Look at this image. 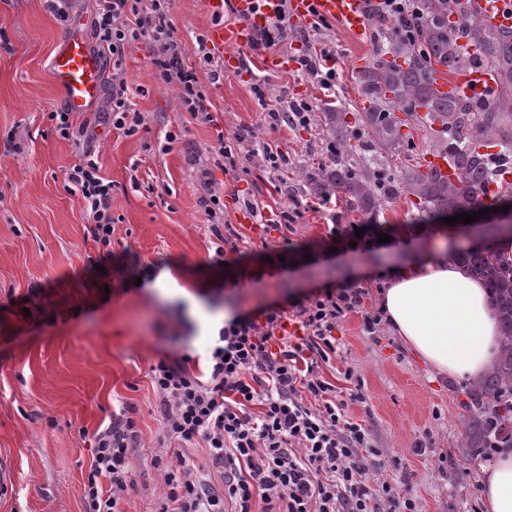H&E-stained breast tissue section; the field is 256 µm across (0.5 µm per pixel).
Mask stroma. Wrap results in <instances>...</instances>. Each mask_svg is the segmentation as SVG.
<instances>
[{"mask_svg": "<svg viewBox=\"0 0 512 512\" xmlns=\"http://www.w3.org/2000/svg\"><path fill=\"white\" fill-rule=\"evenodd\" d=\"M94 7L95 0H72L60 18L45 0H0V462L13 472L0 484V512H85L93 437L123 413L134 422L136 440L135 481L121 510L153 512L167 466L181 455L205 465L207 450L201 441L164 439L150 365L188 352L192 369L208 375L225 313L287 311L328 288L365 293L362 311L345 317L339 335L365 395L348 402L347 412L382 451L379 477L414 494L422 512H488L477 480L484 458L465 460L457 452L463 381L433 374L388 324L373 335L363 326L398 256L391 245L352 242L354 225L371 222L380 234L403 224L423 235L435 215L406 194L364 210L338 189L326 208L304 211L283 236L264 235L247 216L255 198L276 210L314 200L307 176L330 162L329 113H345L351 122L368 108L354 60L361 53L377 59V34L362 43L337 22L321 27L318 38L336 59L332 95L297 62L306 50L304 23L292 22L276 47L249 46L243 55L267 87L261 102L253 81L234 73L212 80L196 55L197 36L213 22L203 0H172L174 36L212 103L210 116H191L174 88L157 83L149 44L139 40L125 47L123 70L143 123L131 136L99 123L112 93V62L102 58L100 95L73 123L95 125L94 158L112 182L115 226L105 252L92 238L81 196L64 189L82 146L61 138L49 119L64 104L48 60L68 33L92 40ZM271 58L284 67L266 69ZM291 100L312 105L309 125L271 130L265 108ZM245 126L279 142L287 161L277 171L253 168L234 182L215 166L211 149L218 134L230 137ZM169 132L176 136L170 144ZM206 182L248 239L221 262L201 203ZM270 245L289 247L288 272L264 274ZM164 269L188 297L154 288Z\"/></svg>", "mask_w": 512, "mask_h": 512, "instance_id": "35a3bbf8", "label": "stroma"}]
</instances>
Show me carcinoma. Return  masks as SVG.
Here are the masks:
<instances>
[{
	"label": "carcinoma",
	"mask_w": 512,
	"mask_h": 512,
	"mask_svg": "<svg viewBox=\"0 0 512 512\" xmlns=\"http://www.w3.org/2000/svg\"><path fill=\"white\" fill-rule=\"evenodd\" d=\"M422 14L390 21L391 33L382 44V57L360 75L362 93L369 102L358 131H349L344 118L328 115L333 163L309 177L315 193L327 195L340 188L363 209L379 198L411 194L419 204L443 214H459L484 204L487 186L497 181L493 158L478 152L477 140L512 145V112H485L471 98L442 96L436 90L438 74L454 73L471 62L458 38L482 45L485 59L496 65L505 81L512 80V43L469 18L461 0H426ZM461 20V34L448 32V15ZM426 110L420 116L417 109ZM405 110L407 119L397 116ZM432 131V151L444 155L456 171L449 180L418 167L391 172L382 153L399 149L401 127L411 119ZM440 123L441 128L434 127ZM370 137L377 149L362 152L353 140ZM470 275L488 290L499 327V344L486 374L465 386L459 453L468 459L490 448H512V254L468 249L462 252Z\"/></svg>",
	"instance_id": "1"
}]
</instances>
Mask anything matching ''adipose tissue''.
Wrapping results in <instances>:
<instances>
[{
	"label": "adipose tissue",
	"mask_w": 512,
	"mask_h": 512,
	"mask_svg": "<svg viewBox=\"0 0 512 512\" xmlns=\"http://www.w3.org/2000/svg\"><path fill=\"white\" fill-rule=\"evenodd\" d=\"M435 231L442 236L454 228ZM436 238L414 245L401 234L412 250L384 288L381 307L395 335L439 376L476 381L494 357L497 324L483 284L469 276L457 250ZM477 478L489 512H512V448L501 449Z\"/></svg>",
	"instance_id": "adipose-tissue-1"
}]
</instances>
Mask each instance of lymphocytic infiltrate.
I'll return each instance as SVG.
<instances>
[{
  "label": "lymphocytic infiltrate",
  "instance_id": "lymphocytic-infiltrate-1",
  "mask_svg": "<svg viewBox=\"0 0 512 512\" xmlns=\"http://www.w3.org/2000/svg\"><path fill=\"white\" fill-rule=\"evenodd\" d=\"M169 0H96V44L112 59V99L105 119L134 133L143 118L130 107L124 78L125 45L151 46L157 82L179 91L182 108L208 116L211 102L197 75L183 65L174 36ZM65 189L80 194L94 241L112 244V183L101 177L92 156L66 174ZM358 289H329L297 304L291 316L277 309L225 321L210 355V378L189 368L190 355L150 367L161 400L163 433L179 443L204 442L210 464L224 472L216 491L203 468L178 459L164 473V493L155 512H419L415 496L374 478L379 450L370 431L350 418L343 393L323 369L343 360L335 335L350 312L360 309ZM134 423L121 417L95 436L85 484L86 512H121L133 483L129 464Z\"/></svg>",
  "mask_w": 512,
  "mask_h": 512
}]
</instances>
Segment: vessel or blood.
<instances>
[{
    "label": "vessel or blood",
    "mask_w": 512,
    "mask_h": 512,
    "mask_svg": "<svg viewBox=\"0 0 512 512\" xmlns=\"http://www.w3.org/2000/svg\"><path fill=\"white\" fill-rule=\"evenodd\" d=\"M207 10L217 21L207 31V45L219 56L226 70L236 71L242 66L234 54V46L244 44L249 32L223 23L227 5L238 12L251 15L254 23H262V14L253 7L256 0H204ZM296 18L309 23L324 19L340 23L355 37H364L368 30L364 0H290ZM473 11L490 26L512 30V0H470ZM50 70L60 88L67 111L79 115L96 101L101 90V65L80 34L70 33L52 56ZM498 77L488 69H474L458 73L438 82L440 91L474 98L493 99L498 92Z\"/></svg>",
    "instance_id": "1"
}]
</instances>
